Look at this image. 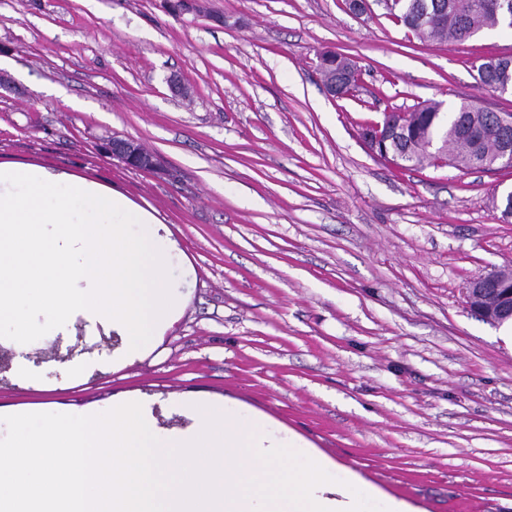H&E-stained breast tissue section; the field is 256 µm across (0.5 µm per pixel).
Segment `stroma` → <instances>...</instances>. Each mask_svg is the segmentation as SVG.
I'll use <instances>...</instances> for the list:
<instances>
[{"label":"stroma","mask_w":512,"mask_h":512,"mask_svg":"<svg viewBox=\"0 0 512 512\" xmlns=\"http://www.w3.org/2000/svg\"><path fill=\"white\" fill-rule=\"evenodd\" d=\"M0 0V163L61 168L151 209L165 226L175 315L127 357L109 319H69L16 345L1 419L136 400L164 428L199 400L272 417L425 512H512V351L466 289L512 269V222L493 198L512 167L406 170L362 132L384 111L470 98L512 35L421 42L368 0ZM359 69L330 96L318 55ZM180 78L189 96L174 92ZM155 153L134 171L112 137ZM84 340L88 350L55 358Z\"/></svg>","instance_id":"stroma-1"}]
</instances>
